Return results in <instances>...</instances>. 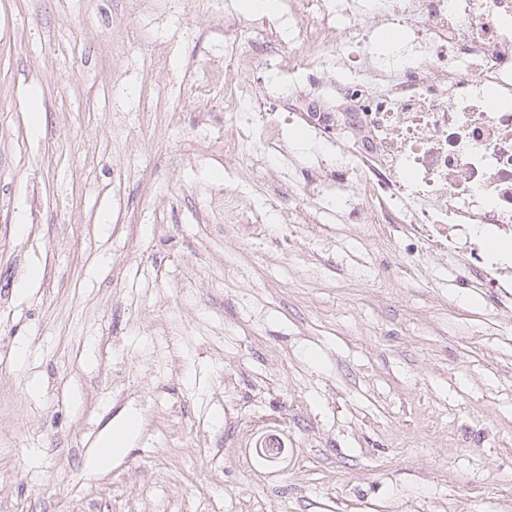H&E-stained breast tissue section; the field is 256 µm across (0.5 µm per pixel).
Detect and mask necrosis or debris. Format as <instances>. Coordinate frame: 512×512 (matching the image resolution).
<instances>
[{"label": "necrosis or debris", "instance_id": "obj_1", "mask_svg": "<svg viewBox=\"0 0 512 512\" xmlns=\"http://www.w3.org/2000/svg\"><path fill=\"white\" fill-rule=\"evenodd\" d=\"M288 108L336 140V207L422 231L512 224V0H289ZM402 40L375 45L377 27Z\"/></svg>", "mask_w": 512, "mask_h": 512}]
</instances>
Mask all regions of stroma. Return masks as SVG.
I'll list each match as a JSON object with an SVG mask.
<instances>
[{
	"label": "stroma",
	"instance_id": "35a3bbf8",
	"mask_svg": "<svg viewBox=\"0 0 512 512\" xmlns=\"http://www.w3.org/2000/svg\"><path fill=\"white\" fill-rule=\"evenodd\" d=\"M253 19L0 0V512H512V255L343 222L287 20L224 54ZM240 82L324 192L240 143ZM271 435L288 456L256 465ZM251 102L250 89L244 85L224 87V109L233 116H237L238 112H247L249 103ZM141 427V420L137 413H129L122 421L116 424L112 432L99 448L93 465L97 469H107L112 458L123 453L131 441L138 435Z\"/></svg>",
	"mask_w": 512,
	"mask_h": 512
}]
</instances>
